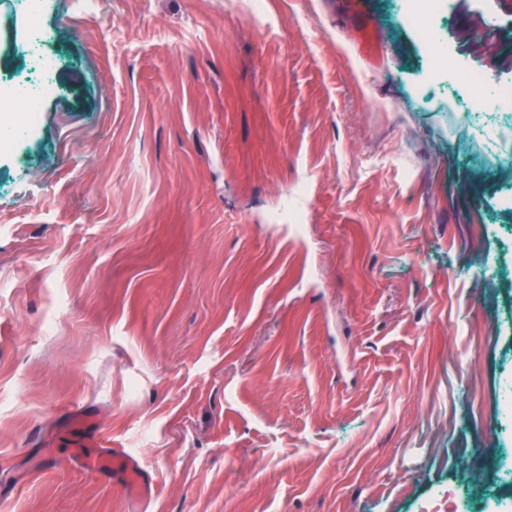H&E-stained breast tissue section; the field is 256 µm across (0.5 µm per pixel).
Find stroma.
<instances>
[{"instance_id":"stroma-1","label":"stroma","mask_w":512,"mask_h":512,"mask_svg":"<svg viewBox=\"0 0 512 512\" xmlns=\"http://www.w3.org/2000/svg\"><path fill=\"white\" fill-rule=\"evenodd\" d=\"M54 92L0 150V512H512V117L476 132L369 0H37ZM501 21L472 44L482 17ZM0 0V100L27 69ZM512 84V0L434 32ZM341 3L349 14L360 18L357 37L359 53L373 65H381L382 44L379 41L377 26L366 11V1L344 0ZM76 454L82 459L83 467L90 470H105L112 461L113 466H120L124 469L127 477V489L132 499L143 498L148 491L147 482L143 476L138 458L123 448H109L106 453L100 455H86L83 451Z\"/></svg>"}]
</instances>
